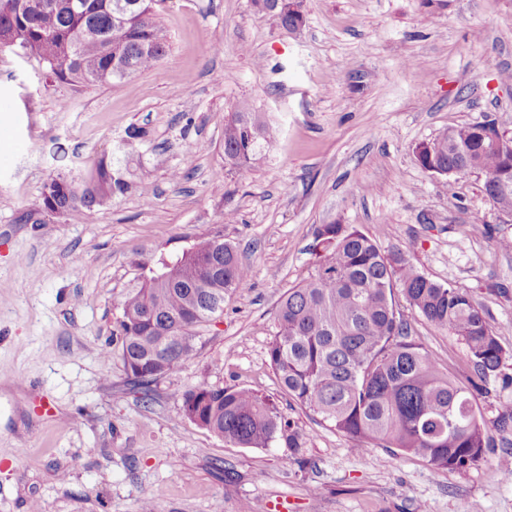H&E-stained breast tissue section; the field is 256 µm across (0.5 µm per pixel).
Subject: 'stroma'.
Segmentation results:
<instances>
[{
  "mask_svg": "<svg viewBox=\"0 0 512 512\" xmlns=\"http://www.w3.org/2000/svg\"><path fill=\"white\" fill-rule=\"evenodd\" d=\"M157 11L164 59L121 82L76 90L37 58L0 53V103L11 105L0 130L25 144L0 163V512H139L148 501L157 512H512V434L460 471L362 451L284 393L267 355L279 301L315 268V228L352 225L482 306L507 357L475 400L489 424L512 410V214L485 196L483 174L436 177L413 153L484 119L512 134V0H304L296 31L252 0H159ZM244 99L273 141L235 171L224 120ZM134 124L150 132L149 196L75 224L40 214L52 177ZM228 210L237 221L224 238L251 279L143 401L120 356L101 360L136 260L181 252ZM403 314L449 377L471 376L464 344ZM204 382L268 397L302 448H242L179 419L182 395Z\"/></svg>",
  "mask_w": 512,
  "mask_h": 512,
  "instance_id": "obj_1",
  "label": "stroma"
}]
</instances>
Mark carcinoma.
Wrapping results in <instances>:
<instances>
[{
    "instance_id": "carcinoma-1",
    "label": "carcinoma",
    "mask_w": 512,
    "mask_h": 512,
    "mask_svg": "<svg viewBox=\"0 0 512 512\" xmlns=\"http://www.w3.org/2000/svg\"><path fill=\"white\" fill-rule=\"evenodd\" d=\"M0 0V52L36 57L51 77L74 87L126 79L166 55L168 37L155 0ZM481 123L454 126L420 167L442 172L476 168L495 174L500 154L481 149ZM271 127L246 100L224 123V155L249 170L263 159ZM149 131L130 126L111 152L76 174L50 179L40 211L82 220L96 208L143 184L130 162ZM492 204L512 212V189L486 187ZM315 272L288 289L276 310L270 365L284 392L331 424L360 449L396 448L436 469L463 470L485 459L493 436L475 404L479 384L498 376L506 358L483 309L464 289L428 278L403 252L385 254L366 233L346 224L314 232ZM120 302L112 336L129 383L149 396L157 377L177 372L193 355L198 330L224 312L227 296L243 287L250 269L216 228L174 257L151 255ZM432 325L462 342L473 376L462 383L410 339L398 297ZM195 412L224 441L243 448L283 444L298 450L301 434L268 398L246 387L184 394L178 417Z\"/></svg>"
}]
</instances>
